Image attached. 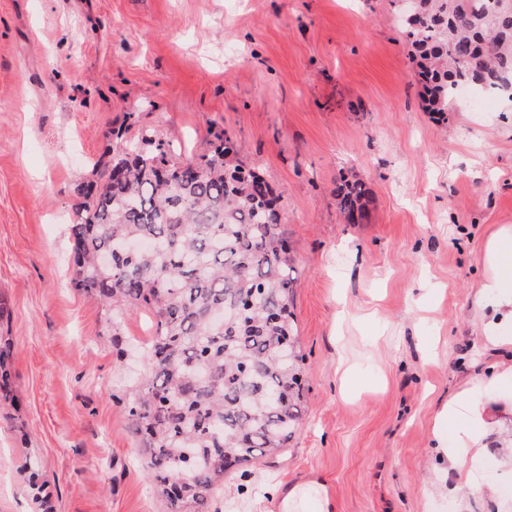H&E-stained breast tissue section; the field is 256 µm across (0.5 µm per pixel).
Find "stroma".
Listing matches in <instances>:
<instances>
[{
  "label": "stroma",
  "mask_w": 512,
  "mask_h": 512,
  "mask_svg": "<svg viewBox=\"0 0 512 512\" xmlns=\"http://www.w3.org/2000/svg\"><path fill=\"white\" fill-rule=\"evenodd\" d=\"M399 0H0V337L18 411L0 414V512H166L118 395L147 373L148 311L117 360L100 305L73 287L78 186L118 138L156 131L172 161L232 135L283 196L292 311L310 390L302 430L251 476L227 472L214 512H275L317 478L322 512H512L497 452L439 493L441 403L479 369L472 298L488 235L512 225V100L430 112ZM370 190L346 223L334 189Z\"/></svg>",
  "instance_id": "stroma-1"
}]
</instances>
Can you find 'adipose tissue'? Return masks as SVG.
<instances>
[{"label":"adipose tissue","instance_id":"ef3b65f1","mask_svg":"<svg viewBox=\"0 0 512 512\" xmlns=\"http://www.w3.org/2000/svg\"><path fill=\"white\" fill-rule=\"evenodd\" d=\"M485 278L473 307L487 344L512 349V225L501 224L485 242ZM434 438L439 469L468 483L489 448L500 447L504 477H512V365L478 374L436 415Z\"/></svg>","mask_w":512,"mask_h":512}]
</instances>
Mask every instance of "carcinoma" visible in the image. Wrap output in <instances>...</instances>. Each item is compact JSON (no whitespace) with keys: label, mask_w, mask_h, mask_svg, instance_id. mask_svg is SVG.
Masks as SVG:
<instances>
[{"label":"carcinoma","mask_w":512,"mask_h":512,"mask_svg":"<svg viewBox=\"0 0 512 512\" xmlns=\"http://www.w3.org/2000/svg\"><path fill=\"white\" fill-rule=\"evenodd\" d=\"M404 25L432 111H449L468 88L512 97V0H417ZM235 156L226 135L171 164L145 130L78 189L70 225L74 288L101 305L112 342L120 313L155 317L149 374L119 403L169 512H210L226 453L239 466L277 455L302 420L282 194ZM336 199L355 224L369 189L345 180ZM10 379L1 346V392Z\"/></svg>","instance_id":"carcinoma-1"}]
</instances>
